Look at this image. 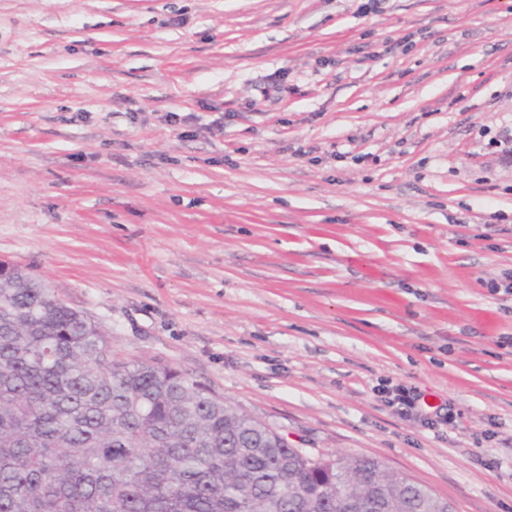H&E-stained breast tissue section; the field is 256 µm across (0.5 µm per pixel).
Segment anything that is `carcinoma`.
Returning a JSON list of instances; mask_svg holds the SVG:
<instances>
[{"mask_svg": "<svg viewBox=\"0 0 512 512\" xmlns=\"http://www.w3.org/2000/svg\"><path fill=\"white\" fill-rule=\"evenodd\" d=\"M25 268L0 281V512H439L374 458H314L107 332Z\"/></svg>", "mask_w": 512, "mask_h": 512, "instance_id": "carcinoma-1", "label": "carcinoma"}]
</instances>
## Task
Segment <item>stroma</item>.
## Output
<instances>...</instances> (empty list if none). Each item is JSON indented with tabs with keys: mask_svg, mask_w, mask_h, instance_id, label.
Masks as SVG:
<instances>
[{
	"mask_svg": "<svg viewBox=\"0 0 512 512\" xmlns=\"http://www.w3.org/2000/svg\"><path fill=\"white\" fill-rule=\"evenodd\" d=\"M505 137L512 0H0V260L455 512H512ZM384 402L395 409V412L402 417H411L413 411L422 412L418 409V402L421 395L412 388L402 384H392L389 380L381 381L375 388Z\"/></svg>",
	"mask_w": 512,
	"mask_h": 512,
	"instance_id": "stroma-1",
	"label": "stroma"
}]
</instances>
